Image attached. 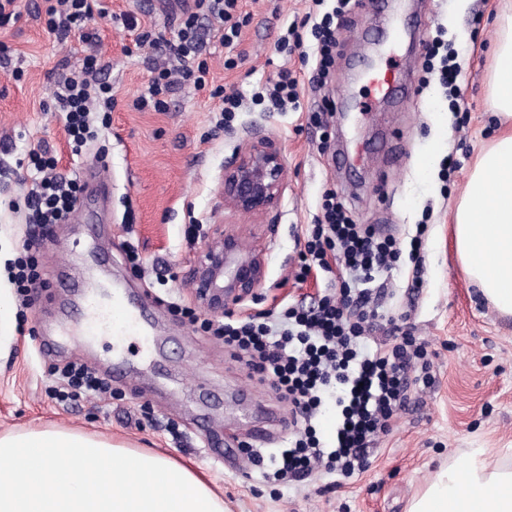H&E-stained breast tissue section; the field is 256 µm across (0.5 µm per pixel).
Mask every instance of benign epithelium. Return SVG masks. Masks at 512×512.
<instances>
[{
	"label": "benign epithelium",
	"instance_id": "7a95c632",
	"mask_svg": "<svg viewBox=\"0 0 512 512\" xmlns=\"http://www.w3.org/2000/svg\"><path fill=\"white\" fill-rule=\"evenodd\" d=\"M284 160L280 146L263 136L250 138L224 164L221 195L243 215L267 216L277 210L283 195ZM195 298L204 309L222 313L246 299L260 300L264 280L261 256L215 227L204 241L192 269Z\"/></svg>",
	"mask_w": 512,
	"mask_h": 512
}]
</instances>
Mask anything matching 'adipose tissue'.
Segmentation results:
<instances>
[{
    "instance_id": "1",
    "label": "adipose tissue",
    "mask_w": 512,
    "mask_h": 512,
    "mask_svg": "<svg viewBox=\"0 0 512 512\" xmlns=\"http://www.w3.org/2000/svg\"><path fill=\"white\" fill-rule=\"evenodd\" d=\"M501 26L491 76L500 130L470 173L454 239L481 294L512 315V0ZM0 512H224V501L175 457L44 429L0 436ZM408 512H512V467L471 449Z\"/></svg>"
}]
</instances>
